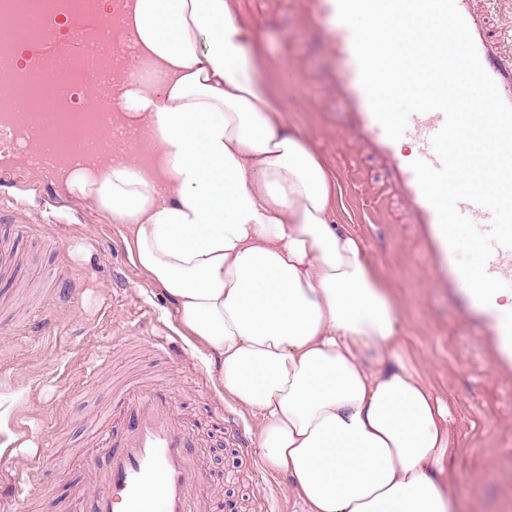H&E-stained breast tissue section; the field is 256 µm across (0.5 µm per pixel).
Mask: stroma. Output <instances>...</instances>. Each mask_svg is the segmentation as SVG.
Listing matches in <instances>:
<instances>
[{
	"label": "stroma",
	"mask_w": 512,
	"mask_h": 512,
	"mask_svg": "<svg viewBox=\"0 0 512 512\" xmlns=\"http://www.w3.org/2000/svg\"><path fill=\"white\" fill-rule=\"evenodd\" d=\"M260 52L263 75L281 94L284 117L301 126L343 190L339 222L362 238L394 310L411 336L424 380L455 407L461 451L458 512H512V378L492 356L445 288L435 280L418 227L399 200L385 163L349 136V118L327 75L338 65L308 23L310 0H235ZM69 19L70 40L51 47L61 60L107 22ZM0 223L18 260L0 272V469L24 470L28 492L0 501V512H44L82 486L68 458L88 448L114 386L167 369L176 407L198 433L232 512H303L285 481L259 461L252 414L213 384L201 348L177 332L173 303L129 260L118 227L89 201L63 195L22 155L0 158ZM164 356L150 352L156 337ZM103 365L87 378L86 365Z\"/></svg>",
	"instance_id": "35a3bbf8"
}]
</instances>
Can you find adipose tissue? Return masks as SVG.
Segmentation results:
<instances>
[{"label":"adipose tissue","instance_id":"ef3b65f1","mask_svg":"<svg viewBox=\"0 0 512 512\" xmlns=\"http://www.w3.org/2000/svg\"><path fill=\"white\" fill-rule=\"evenodd\" d=\"M122 21L136 54L112 122L151 157L131 144L56 180L119 227L305 512H455L453 406L411 364L404 320L337 222V177L285 121L234 0H124Z\"/></svg>","mask_w":512,"mask_h":512}]
</instances>
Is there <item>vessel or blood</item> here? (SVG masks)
Listing matches in <instances>:
<instances>
[{"label": "vessel or blood", "instance_id": "b4317fda", "mask_svg": "<svg viewBox=\"0 0 512 512\" xmlns=\"http://www.w3.org/2000/svg\"><path fill=\"white\" fill-rule=\"evenodd\" d=\"M313 3V27L346 63L334 79L346 106L349 132L389 160L392 179L422 232L435 279L479 330L496 372L511 375L512 308H503L496 299L483 305L473 297L440 231L436 211L424 198L411 168L416 159L440 167L432 138L442 128L444 114L437 110L411 114L403 137L413 142L414 149L409 155H400L398 142L388 138L372 114L360 83L352 32L339 21L336 0ZM456 6L484 69L503 101L512 105V55L501 52L475 17L472 0H456ZM458 210L480 231L489 230L492 214L487 208L463 201ZM486 270L512 285V248L495 247ZM197 445L198 438L175 409L166 383L129 382L112 397L110 412L90 443L91 459L75 460L85 478L83 492L62 509L48 502L47 512H114L119 503L126 504L128 512H210L215 480L193 455Z\"/></svg>", "mask_w": 512, "mask_h": 512}]
</instances>
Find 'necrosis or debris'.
Masks as SVG:
<instances>
[{"label":"necrosis or debris","instance_id":"1","mask_svg":"<svg viewBox=\"0 0 512 512\" xmlns=\"http://www.w3.org/2000/svg\"><path fill=\"white\" fill-rule=\"evenodd\" d=\"M101 0H0V52H10L52 36L57 17L78 16L97 11ZM0 90L6 91L11 106L0 109V145L20 150L26 161L46 168L41 155L31 151L32 138L48 144L69 140L62 159L82 147L110 151L107 127L98 113L112 112V101L100 98L94 106L81 101V76L55 60L15 70L0 62Z\"/></svg>","mask_w":512,"mask_h":512}]
</instances>
